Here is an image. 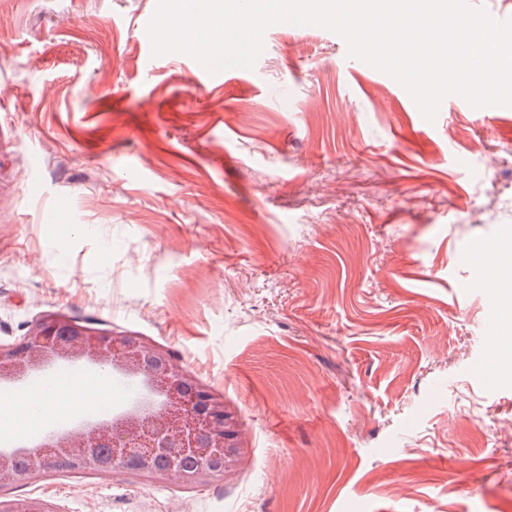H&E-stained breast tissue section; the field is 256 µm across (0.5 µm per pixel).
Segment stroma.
Listing matches in <instances>:
<instances>
[{"mask_svg": "<svg viewBox=\"0 0 512 512\" xmlns=\"http://www.w3.org/2000/svg\"><path fill=\"white\" fill-rule=\"evenodd\" d=\"M158 0H0V345L59 312L223 396L187 487L50 472L57 512H512V106L426 120L343 36L276 23L199 86ZM37 180L41 195L27 187Z\"/></svg>", "mask_w": 512, "mask_h": 512, "instance_id": "obj_1", "label": "stroma"}]
</instances>
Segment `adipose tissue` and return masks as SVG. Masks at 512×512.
Wrapping results in <instances>:
<instances>
[{
    "instance_id": "obj_1",
    "label": "adipose tissue",
    "mask_w": 512,
    "mask_h": 512,
    "mask_svg": "<svg viewBox=\"0 0 512 512\" xmlns=\"http://www.w3.org/2000/svg\"><path fill=\"white\" fill-rule=\"evenodd\" d=\"M111 401L112 392L102 379L86 392L61 384L48 393L33 390L19 394L0 393V436L15 435L23 424L35 430L48 418L80 415Z\"/></svg>"
}]
</instances>
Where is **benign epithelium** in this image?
I'll return each instance as SVG.
<instances>
[{
	"label": "benign epithelium",
	"mask_w": 512,
	"mask_h": 512,
	"mask_svg": "<svg viewBox=\"0 0 512 512\" xmlns=\"http://www.w3.org/2000/svg\"><path fill=\"white\" fill-rule=\"evenodd\" d=\"M58 361L86 362L130 378L141 396L110 419L85 418L38 442L0 449V487L34 479L49 468L166 476L184 485L235 470L242 454L235 417L224 398L180 369L169 351L140 336H106L52 313L17 343L0 346V382L23 379ZM21 457L28 463L24 475L15 468ZM0 512L53 510L32 498L0 500Z\"/></svg>",
	"instance_id": "benign-epithelium-1"
}]
</instances>
